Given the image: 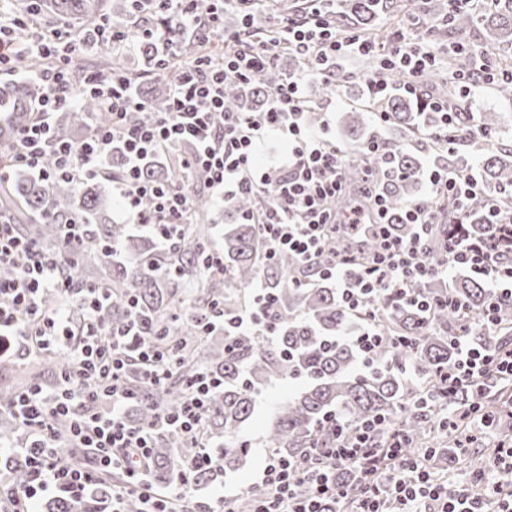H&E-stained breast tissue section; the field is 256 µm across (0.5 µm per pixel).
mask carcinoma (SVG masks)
Masks as SVG:
<instances>
[{"instance_id":"carcinoma-1","label":"carcinoma","mask_w":512,"mask_h":512,"mask_svg":"<svg viewBox=\"0 0 512 512\" xmlns=\"http://www.w3.org/2000/svg\"><path fill=\"white\" fill-rule=\"evenodd\" d=\"M25 8L34 9L46 24L59 19L73 23L76 39L87 37L103 16L131 34L139 17L138 7L130 0L113 7L106 0H28ZM405 8L403 0H338L336 33L342 35L353 25L363 36L378 42L384 38L378 20L396 19ZM436 15L440 24L433 31L434 39L460 50L448 58L451 73L466 69L476 55L492 47L512 50V0H499L498 7L484 15L450 0L436 5ZM477 25L481 26L482 38L473 40L472 30ZM248 33L254 39L280 44L282 55L292 59L293 66L299 65L288 54V46L277 30L254 26ZM158 34L173 40V54L164 63L155 41L142 40L137 46L143 69L154 77L149 84L140 85L147 105L129 114L128 121L133 125L168 109L165 75L189 59L207 57L215 66L224 61L223 47L196 36L184 38L167 20ZM95 51L104 70L126 73L122 57L112 44L99 42ZM281 77L278 67L259 72L245 83L235 74L224 75L225 110L256 108L260 100L271 97ZM35 93L36 86L24 80L0 90V110L7 113L0 122V145L8 146L16 129L25 123ZM383 109L389 113L388 125L405 135H418L439 122L438 114L423 111L419 101L399 93L389 98ZM94 116H101L99 102L90 96L81 97L77 106L64 108L55 125L56 137L80 142ZM366 125L365 112L345 113L344 126L349 133L361 137ZM391 146L392 166L406 173L387 185L394 212L415 197L422 160L434 167L463 171L472 155L480 158V177L500 210L512 212L511 148L497 144L489 147L466 135L450 151L432 143L424 157L398 141L391 142ZM176 167V161L164 154L156 155L142 163V175L149 180L170 181ZM124 170V157L118 150L104 160L98 178L82 188L60 178L46 182L15 167L0 184V217L21 225L36 245L50 253L62 247L58 225L80 219L85 233L77 261L67 267L66 275L77 288H106L112 294V299L98 308L97 321L114 330H132V335L126 337V349L132 356L146 342L163 349L172 342L176 344L180 360L166 385L146 387L135 373L129 374L134 393L130 418L137 425L154 426L151 478L156 484H170L188 472L197 453L189 445L175 446L169 432L155 423L161 413L178 408L186 394V382L200 370L224 380V388L212 398L205 425V435L214 441L224 439V448L216 465L191 473L190 480L197 488L240 468L248 450L238 434L254 411L257 385L269 380L301 382L297 393L279 406L266 432L268 447L291 459L309 448L336 447L340 437L351 438L358 426L374 417L382 419V424L372 434L370 447H384L390 434L399 432L409 441L408 455L419 458L428 454L441 461L458 460L456 448L465 438L462 430L448 427V412L459 417L479 406L493 418L492 428L499 429L502 415L512 407L508 397L512 379L492 374L481 384L463 387L451 395L441 375L454 363L458 340L487 351L512 346L511 302L501 305L497 327L488 330L482 323L489 300L485 288L478 280L456 275L446 286L433 279L414 284L431 300L455 297V306H436L425 312L373 294L360 309L363 316L357 317L343 303L334 281L318 276L290 255L268 259L257 224L226 225L222 251L224 269L231 279L220 274L205 279L210 206L204 178L197 177L195 185L194 223L183 225L177 239L164 241L152 230L135 232L109 217L104 184L119 179ZM259 204L258 196L245 194L235 199L233 209L240 215L256 211ZM436 218L440 222L431 225L424 249L425 258L430 260L442 258L444 249L456 236L469 233L483 237L491 228L484 211L476 205L470 209L468 223L458 224L455 203L442 200ZM112 245L117 246L119 254H110ZM200 279L205 284L202 297L194 298V309L188 313L185 287ZM258 279L269 293L265 316L273 336L209 333V323L217 325L223 317L252 314L255 302L250 286ZM129 297L137 301L133 309L126 304ZM367 312L376 315L380 341L372 354L375 366L361 371L357 368V351L337 337L369 321ZM4 466L11 479H25L21 456H8ZM337 474L338 480L349 485L348 495L329 509L352 512L358 494V471L349 466ZM111 484L112 479L107 478L93 491L95 512L111 508Z\"/></svg>"}]
</instances>
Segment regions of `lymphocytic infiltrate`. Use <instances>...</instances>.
Masks as SVG:
<instances>
[{
    "label": "lymphocytic infiltrate",
    "instance_id": "f902f5d3",
    "mask_svg": "<svg viewBox=\"0 0 512 512\" xmlns=\"http://www.w3.org/2000/svg\"><path fill=\"white\" fill-rule=\"evenodd\" d=\"M306 2L304 15L271 20L299 58V68L283 75L263 109L228 112L224 109L225 72H235L245 81L252 73L275 66L279 57L275 45L242 42V29L224 27L228 8L244 11L242 28L252 27L251 0H224L222 8L206 14L199 11L196 0H155L159 12L172 18L179 32L203 30L224 41L229 51L223 67L198 59L172 73L168 110L141 125L127 122L130 112L145 105L130 79L90 70L80 87H73L70 62L77 48L69 44L65 24L21 42L19 32L33 26L34 19L25 12L9 13L0 18V72L16 71L18 62L26 58H55L53 68L39 79L42 89L30 121L15 133L14 164L47 180L66 176L79 183L96 177L104 159L112 150H120L126 166L116 187L128 223L152 228L165 238L189 223L188 184L200 173L212 195L225 203L245 193L265 195L262 211L243 216L242 221L261 225L267 256L286 251L306 264L324 259V270L335 280L349 310L360 309L365 298L376 292L427 307L414 281L444 278L451 270L461 269L482 279L490 295L483 317L487 324H496L501 299L512 298V266L501 262L502 246L512 243V214H496L486 238L456 239L444 259L425 262L420 258L438 201L452 198L462 224L471 205L478 203L494 211L493 197L477 173L430 170L426 197L406 202L400 215H393L383 194L386 181L396 174L383 136L388 113L381 110L373 115L374 129L366 149L373 162L362 184L355 187L346 180L345 155L331 139L329 124L312 129L306 109L311 83L328 80L346 58L364 56L375 62L363 77L370 100L384 103L396 90L421 100L426 109L441 115L428 137L448 146L454 142V132L477 130L474 122L462 117L467 100L477 89L512 79V68L485 63L471 73H453L450 81L456 87L457 101L451 104L424 89L429 73L445 53L431 36V22L411 17L390 43L375 44L353 30L341 38L332 34L329 17L335 0ZM395 67L405 74L397 89L384 77L385 70ZM79 91L98 99L105 119L94 123L88 137L74 145L56 138L53 116ZM272 135L287 145L286 158L278 167H259L255 161L258 147ZM182 145L188 148L180 160L184 187L142 177L144 159ZM49 151L55 154L50 171L42 165ZM339 195L356 199L348 215L330 207ZM145 198L152 201L151 211L140 207ZM399 222L408 225L407 236L393 234L392 227ZM343 224L352 231L350 245H359L358 230L364 225L377 241L364 268H353L352 255L336 251L333 245L336 230ZM67 262V254H46L24 238L16 225L0 223V268L14 269L11 277H0V354L9 349L30 358L55 353L68 357L72 364L54 387L34 383L12 399H0V414L13 419L19 434L18 441H0V454L24 456L28 471L18 485L0 476V512H39L40 500L51 493L82 501L102 476L114 473L122 479L110 490L111 512H126L125 503L133 497L143 503V512H229V495L195 499L188 477L164 488L150 480L153 432L126 418L125 409L133 399L126 378L134 369L144 385H161L177 355L171 349L146 345L137 359H129L122 333L102 327L95 319L104 291L74 289L64 273ZM492 368L512 376V351L494 359L461 343L445 379L452 387L469 385ZM217 388L209 374L198 372L181 405L160 419L177 437L197 447L189 464L193 470L211 467L221 456L218 446L203 436ZM62 418L69 420L76 446L84 449L85 464H74L56 453V423ZM369 432V426L358 427L351 440L321 451L314 465L265 450L261 484L253 491V512H325L326 502L345 497L336 472L351 464L358 466L362 476L356 512H485L489 504L496 505L497 512H512V445L496 448L488 472L476 478L483 489L476 497L447 478L433 477L427 468L406 466L405 441L399 436H392L388 447L371 449ZM303 481L312 489L306 498L296 493Z\"/></svg>",
    "mask_w": 512,
    "mask_h": 512
}]
</instances>
